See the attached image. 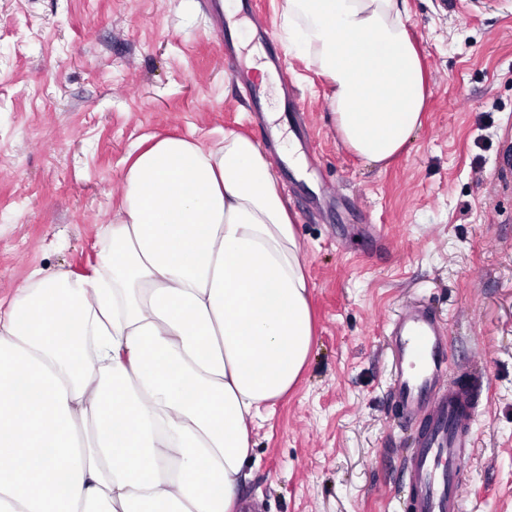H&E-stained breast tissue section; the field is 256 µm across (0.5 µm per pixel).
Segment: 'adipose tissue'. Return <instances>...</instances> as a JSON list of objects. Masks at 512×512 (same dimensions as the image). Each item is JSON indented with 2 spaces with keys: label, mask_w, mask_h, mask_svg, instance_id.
<instances>
[{
  "label": "adipose tissue",
  "mask_w": 512,
  "mask_h": 512,
  "mask_svg": "<svg viewBox=\"0 0 512 512\" xmlns=\"http://www.w3.org/2000/svg\"><path fill=\"white\" fill-rule=\"evenodd\" d=\"M343 142L401 152L429 95L406 0H284ZM91 273L34 272L0 308V512H241L251 424L299 381L305 260L265 153L155 138Z\"/></svg>",
  "instance_id": "1"
}]
</instances>
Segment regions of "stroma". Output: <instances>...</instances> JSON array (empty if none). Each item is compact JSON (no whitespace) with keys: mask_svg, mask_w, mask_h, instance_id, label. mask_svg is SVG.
<instances>
[{"mask_svg":"<svg viewBox=\"0 0 512 512\" xmlns=\"http://www.w3.org/2000/svg\"><path fill=\"white\" fill-rule=\"evenodd\" d=\"M407 5L430 96L380 165L340 139L326 77L288 49L282 0H0L1 305L34 270L91 272L147 137L210 145L233 130L271 161L315 341L253 427L242 497L255 512H407L388 333L418 301L478 399L466 512H512V187L495 174L512 128V0Z\"/></svg>","mask_w":512,"mask_h":512,"instance_id":"1","label":"stroma"}]
</instances>
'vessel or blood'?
I'll return each instance as SVG.
<instances>
[{"mask_svg":"<svg viewBox=\"0 0 512 512\" xmlns=\"http://www.w3.org/2000/svg\"><path fill=\"white\" fill-rule=\"evenodd\" d=\"M389 336L398 359L393 401L403 419L420 424L407 462L413 510L463 512L458 468L472 445L474 391L448 380L444 329L426 305L393 320Z\"/></svg>","mask_w":512,"mask_h":512,"instance_id":"obj_1","label":"vessel or blood"}]
</instances>
